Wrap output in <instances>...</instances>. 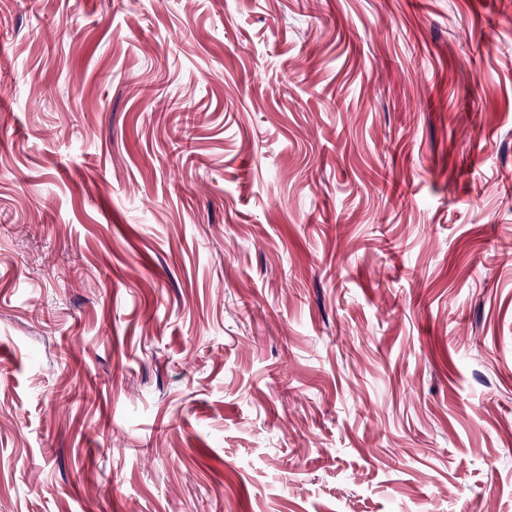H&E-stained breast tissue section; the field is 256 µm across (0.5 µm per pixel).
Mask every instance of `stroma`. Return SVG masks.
Masks as SVG:
<instances>
[{"label": "stroma", "instance_id": "35a3bbf8", "mask_svg": "<svg viewBox=\"0 0 512 512\" xmlns=\"http://www.w3.org/2000/svg\"><path fill=\"white\" fill-rule=\"evenodd\" d=\"M353 505L512 512V0H0V512Z\"/></svg>", "mask_w": 512, "mask_h": 512}]
</instances>
